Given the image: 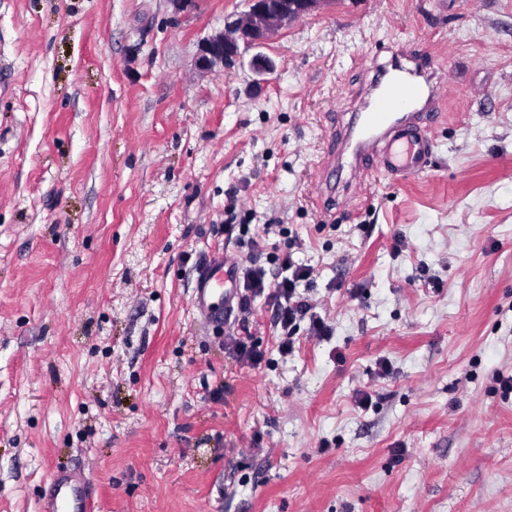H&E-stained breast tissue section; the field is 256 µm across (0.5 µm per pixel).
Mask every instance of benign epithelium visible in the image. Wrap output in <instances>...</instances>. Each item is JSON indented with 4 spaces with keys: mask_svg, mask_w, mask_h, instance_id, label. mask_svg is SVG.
<instances>
[{
    "mask_svg": "<svg viewBox=\"0 0 512 512\" xmlns=\"http://www.w3.org/2000/svg\"><path fill=\"white\" fill-rule=\"evenodd\" d=\"M332 0H248V9L224 20V29L200 44L196 66L201 71L231 67L243 52L261 47L276 32L321 9Z\"/></svg>",
    "mask_w": 512,
    "mask_h": 512,
    "instance_id": "obj_1",
    "label": "benign epithelium"
}]
</instances>
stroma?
Segmentation results:
<instances>
[{"label":"stroma","instance_id":"obj_1","mask_svg":"<svg viewBox=\"0 0 512 512\" xmlns=\"http://www.w3.org/2000/svg\"><path fill=\"white\" fill-rule=\"evenodd\" d=\"M245 8L0 0V512L58 469L95 512H512V0H334L259 88L194 67ZM393 42L448 75L433 164L322 212L324 144ZM230 210L285 226L331 336L280 353L262 296L200 324L205 263L247 255Z\"/></svg>","mask_w":512,"mask_h":512}]
</instances>
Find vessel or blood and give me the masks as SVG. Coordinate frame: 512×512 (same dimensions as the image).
<instances>
[{"mask_svg": "<svg viewBox=\"0 0 512 512\" xmlns=\"http://www.w3.org/2000/svg\"><path fill=\"white\" fill-rule=\"evenodd\" d=\"M369 78L336 138L330 139L320 172L323 202L343 205L348 181L405 178L432 163L431 129L442 116L446 78L433 59L396 43L368 68ZM348 171V181L336 175ZM231 263L214 260L197 280L192 304L206 324H224L237 296ZM41 512H94L84 483L74 476L51 475Z\"/></svg>", "mask_w": 512, "mask_h": 512, "instance_id": "vessel-or-blood-1", "label": "vessel or blood"}]
</instances>
